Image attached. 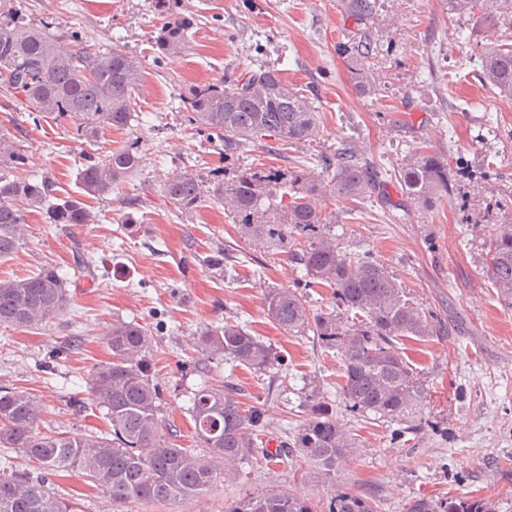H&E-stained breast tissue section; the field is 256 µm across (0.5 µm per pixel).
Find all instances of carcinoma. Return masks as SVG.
Returning a JSON list of instances; mask_svg holds the SVG:
<instances>
[{"instance_id":"cac0c4a2","label":"carcinoma","mask_w":512,"mask_h":512,"mask_svg":"<svg viewBox=\"0 0 512 512\" xmlns=\"http://www.w3.org/2000/svg\"><path fill=\"white\" fill-rule=\"evenodd\" d=\"M498 0H448V10L480 11L481 23L494 29L501 15L481 9ZM164 22L154 37L159 54L170 60L189 47L193 18L181 16V0H157ZM370 0H348V16L367 17ZM371 43L357 46L349 66L354 87L366 93L375 78L368 64ZM142 63L126 48L92 43L78 32L62 34L53 21L33 23L19 0H0V108L37 112L79 138H96L107 128L128 126L141 85ZM482 79L512 96V44L490 43L482 58ZM317 91L299 89L267 67L248 71L241 79H217L180 93L187 122L208 132L224 146V155L245 143L272 138L283 145L312 142L318 134ZM22 146L0 134V258L14 254L25 238V213H42L48 224H89L94 215L86 198L112 194L129 172L141 167L139 149L126 148L90 159L78 173L81 192L62 196L50 172L40 180L10 178L27 165ZM323 177H288L257 167L232 178L211 179L197 170L169 174L161 195L177 211L191 212L204 202L224 206L236 223L258 240L288 244V261L303 267L305 285L318 281L335 288L336 307L354 312L350 320L336 311L317 312L297 288H273L265 297L267 316L288 334L313 332L341 361L340 393L345 410L364 417L377 415L399 425L397 435L418 434L427 421L423 408L428 387L401 354L403 337L425 338L437 329L432 314L406 298L393 272L379 260L340 246L328 227L335 218L320 199L357 203L380 186L370 163L338 150L323 158ZM285 188L273 194L271 184ZM448 165L423 144L414 149L402 178L403 193L430 209L452 193ZM484 273L498 294L512 306V222L496 225L490 235ZM67 282L53 267L18 279L0 281V326L33 328L68 307ZM150 331L137 323L112 326L108 345L112 361L95 367L89 377L92 402L105 410L108 433H64L40 429L41 407L29 394L0 387V447L11 448L30 463L28 469L0 470V512H77L59 498L47 477L78 472L104 495L109 510L130 501H184L209 490L217 481L235 478L236 464L256 448L264 431L265 409L244 407L235 384L203 385L193 393L190 415L201 447L198 455L174 443V428L163 421L160 391L153 372ZM207 356L265 372L282 365L273 348L251 335L246 326L226 320L205 327L195 337ZM305 418L292 442L275 450L302 459L318 477L336 483L337 464L353 455L356 443L320 389L305 396ZM226 512H312L308 501L291 491L269 490L241 499ZM328 512H374L362 491L341 485L330 498ZM406 512H496L492 503L469 497L435 500L415 498Z\"/></svg>"}]
</instances>
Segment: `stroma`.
<instances>
[{"mask_svg":"<svg viewBox=\"0 0 512 512\" xmlns=\"http://www.w3.org/2000/svg\"><path fill=\"white\" fill-rule=\"evenodd\" d=\"M156 0H23L30 20L55 18L60 31L128 46L141 60L139 101L128 127L75 138L48 118L0 109V129L19 134L30 157L15 175L52 172L61 195L78 190L87 157L138 144L143 165L111 195L89 199L91 224H48L28 213L27 236L0 259V281L51 266L69 281L70 305L35 329L0 327V386L29 393L43 409L46 431H105L88 378L111 361L113 325L135 322L153 337V369L163 418L176 443L199 449L189 407L206 383L232 381L241 400H267L259 440L275 449L304 418L305 393L320 387L340 400V360L313 335H290L268 318L265 295L291 288L303 274L282 250L260 243L223 206L207 203L179 214L160 193L184 167L233 175L256 165L288 175H320L319 156L338 146L370 161L386 202L336 200L325 207L342 247L368 252L393 271L407 298L432 312L436 335L405 338V359L425 380L432 429L403 440L393 424L339 411L358 447L336 482L372 494L375 512H404L415 496H467L512 512V308L484 275L486 242L512 218V99L484 85L481 57L497 37L475 15L454 14L448 0H375L361 25L343 0H184L196 19L183 58L159 62L153 38L162 20ZM370 41L373 90L354 89L347 68L360 41ZM272 66L288 82L315 87L319 133L306 145H246L224 158L215 142L190 130L179 111L180 89ZM430 142L454 180L451 198L432 209L403 193L399 175L421 142ZM95 261L81 272L74 250ZM246 324L280 355V368L259 373L208 358L194 345L200 329L224 320ZM235 480L183 503L133 502L124 512H225L227 503L269 489L308 498L328 512L333 486L314 470L254 452ZM56 496L79 512H107L101 492L73 473L48 479Z\"/></svg>","mask_w":512,"mask_h":512,"instance_id":"1","label":"stroma"}]
</instances>
